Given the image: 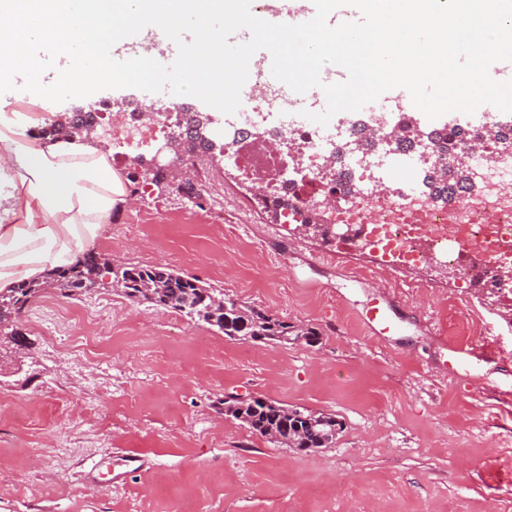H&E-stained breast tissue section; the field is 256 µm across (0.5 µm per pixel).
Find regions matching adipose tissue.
Segmentation results:
<instances>
[{
    "instance_id": "obj_1",
    "label": "adipose tissue",
    "mask_w": 512,
    "mask_h": 512,
    "mask_svg": "<svg viewBox=\"0 0 512 512\" xmlns=\"http://www.w3.org/2000/svg\"><path fill=\"white\" fill-rule=\"evenodd\" d=\"M32 123L0 110V292L75 264L102 233L103 215L130 202L106 151L64 139L34 146Z\"/></svg>"
}]
</instances>
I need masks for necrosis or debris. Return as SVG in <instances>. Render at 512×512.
<instances>
[{"label":"necrosis or debris","mask_w":512,"mask_h":512,"mask_svg":"<svg viewBox=\"0 0 512 512\" xmlns=\"http://www.w3.org/2000/svg\"><path fill=\"white\" fill-rule=\"evenodd\" d=\"M314 104L301 94L283 97L276 81L255 70L241 92L240 133L227 142L225 163L251 180L277 181L290 200L286 223H299L323 200L324 222L347 242L385 251L396 263L424 265L435 257L456 267L470 283L500 288V275L512 268V142L491 137L487 126L471 128L469 137L479 147L471 157L470 175L482 189L439 208L426 201L409 177L418 165L419 148L428 143L418 129L402 131L407 148L395 155L362 135L366 129L391 132L400 123L397 112L373 110L340 135L306 122L257 129L272 113L309 110ZM85 119L111 127L113 143L134 155L146 146L164 147L189 116L177 106L148 115L103 106ZM292 144L302 152L304 172L298 179L289 175ZM331 154L342 178L354 179L353 191L322 182L319 172Z\"/></svg>","instance_id":"1"}]
</instances>
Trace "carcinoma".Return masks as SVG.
<instances>
[{"mask_svg": "<svg viewBox=\"0 0 512 512\" xmlns=\"http://www.w3.org/2000/svg\"><path fill=\"white\" fill-rule=\"evenodd\" d=\"M423 170V184L429 197L444 204L451 199L448 178H456L458 185L469 180L464 169L450 168L446 161L425 164ZM109 274L129 300L156 309H171L234 340L287 345L299 336H306L311 346L320 341L316 328L299 329L283 318L242 304L209 284L203 285L194 276L131 263L118 264L112 269L109 260L93 252L71 267L57 269L42 279L21 281L9 293L0 295V337L8 336L13 341L19 338V332L8 330V326L32 298L46 291L48 285L53 284L62 295L77 299L87 294L86 288L100 283ZM224 415L268 442L285 448L292 438L299 449L331 448L336 443V435L343 430L342 423L331 413L288 407L261 397L226 399Z\"/></svg>", "mask_w": 512, "mask_h": 512, "instance_id": "1", "label": "carcinoma"}]
</instances>
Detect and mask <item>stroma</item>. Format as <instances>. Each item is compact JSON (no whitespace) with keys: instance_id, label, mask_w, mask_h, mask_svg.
<instances>
[{"instance_id":"35a3bbf8","label":"stroma","mask_w":512,"mask_h":512,"mask_svg":"<svg viewBox=\"0 0 512 512\" xmlns=\"http://www.w3.org/2000/svg\"><path fill=\"white\" fill-rule=\"evenodd\" d=\"M198 181L199 201L141 191L110 215L136 232H104L94 252L198 277L318 329L319 344L233 340L110 288L32 299L16 322L25 347L0 351V512H512V295L406 268L386 290L400 330L374 338L360 316L378 257L352 244L326 263L320 240L250 209L223 156ZM461 308L477 335L460 334ZM82 309L111 327L109 348H69L65 315ZM449 342L486 359L449 372ZM227 395L344 429L299 453L225 416ZM125 454L145 466L99 477L95 463Z\"/></svg>"}]
</instances>
